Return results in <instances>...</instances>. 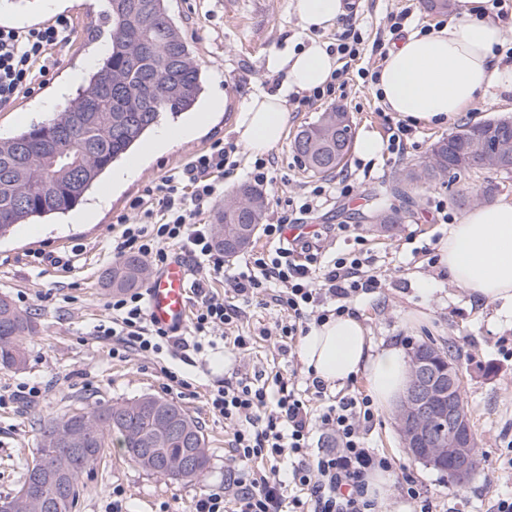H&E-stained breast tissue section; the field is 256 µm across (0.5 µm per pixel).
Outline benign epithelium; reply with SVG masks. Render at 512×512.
I'll return each instance as SVG.
<instances>
[{"label":"benign epithelium","instance_id":"1","mask_svg":"<svg viewBox=\"0 0 512 512\" xmlns=\"http://www.w3.org/2000/svg\"><path fill=\"white\" fill-rule=\"evenodd\" d=\"M461 374L458 365L447 362L438 368L423 354L408 367L405 391L395 407L394 420L403 445L416 461L436 464L448 462V468L468 478L474 468V434L464 402L458 398ZM448 427V438L433 434L435 425ZM18 503L27 512H47L52 502L22 492Z\"/></svg>","mask_w":512,"mask_h":512}]
</instances>
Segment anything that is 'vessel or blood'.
Returning <instances> with one entry per match:
<instances>
[{"mask_svg":"<svg viewBox=\"0 0 512 512\" xmlns=\"http://www.w3.org/2000/svg\"><path fill=\"white\" fill-rule=\"evenodd\" d=\"M188 308L187 269L170 262L148 285V316L158 326L178 331L186 323Z\"/></svg>","mask_w":512,"mask_h":512,"instance_id":"1","label":"vessel or blood"}]
</instances>
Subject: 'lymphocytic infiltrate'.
<instances>
[{"label":"lymphocytic infiltrate","instance_id":"obj_1","mask_svg":"<svg viewBox=\"0 0 512 512\" xmlns=\"http://www.w3.org/2000/svg\"><path fill=\"white\" fill-rule=\"evenodd\" d=\"M70 32L71 23L65 17L39 27L0 28V107L40 88L49 72L48 60L69 45ZM363 44L361 32L347 24L330 48L341 68L326 85L293 95V102L302 108L335 95L344 65L361 57ZM236 151L235 144L215 142L193 156L184 169L148 186L130 204L139 222L120 219V230L112 238V257L121 260L135 255L160 268L170 259L169 247L187 256L196 275L197 310L190 324L196 336L223 331L241 318V302L275 288V302L288 312L287 322L276 325V336L293 341L330 316L350 313L354 297L380 285L369 272L370 260L359 248L363 237L355 225L339 227L353 238L355 250L327 261L311 242L299 245L284 235L328 198L351 196L354 187L346 177L335 185H315L300 205L264 225L263 233L275 242V249L252 253L243 267L228 275L223 252L215 248L209 226L199 222L198 216L219 196L215 175ZM220 275L226 276L236 303L206 290V283ZM147 305L144 289L113 294L108 303L112 324L104 328V335L115 339L118 351L134 350L144 356L185 348L180 333L149 320ZM306 384L301 390L277 377L272 385H260L238 372L218 383L208 405L233 427L234 463L223 487L200 495L191 512H379L377 502L366 495L365 476L374 469L389 470L391 464L368 448L364 439L363 430L375 416L370 398L347 396L329 404L325 383L310 377ZM317 430L333 437L335 448L311 452ZM284 456L291 457L292 464L282 475L274 463ZM291 486L296 495H288Z\"/></svg>","mask_w":512,"mask_h":512}]
</instances>
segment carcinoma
<instances>
[{
    "label": "carcinoma",
    "mask_w": 512,
    "mask_h": 512,
    "mask_svg": "<svg viewBox=\"0 0 512 512\" xmlns=\"http://www.w3.org/2000/svg\"><path fill=\"white\" fill-rule=\"evenodd\" d=\"M105 25L93 29L94 37L107 36L108 53L98 69L84 77L76 97L65 111L47 122L32 125L8 138L0 137V237L19 224L63 214L82 203L97 179L122 158L165 116L191 110L204 89V76L193 50L181 35L169 0H106ZM335 111L323 112L303 126L293 150L313 176L333 173L344 164L352 144V126L336 131ZM72 129L63 144L72 166L50 164L36 143L45 128ZM478 140L484 153L500 154L498 145L512 142V119L497 118L463 123L432 146L420 169H408L388 184L383 193L409 197L414 184H452L482 170L479 157L470 152ZM264 193L241 186L215 214V245L233 257L256 236L264 217ZM364 220L380 225L398 224L397 210L375 208ZM145 265L128 256L108 272L106 286L117 291L139 287ZM38 333L34 317L0 297V368L18 369L26 357L24 341ZM51 416L39 423L41 432L33 462L26 465L21 484L31 483L48 499L64 490L61 508L73 512L77 479L117 443L131 462L146 471L175 477L172 463L189 448L206 442L204 430L172 401L143 395L122 402H97ZM76 427L92 436L85 446L68 447L65 437ZM69 459L59 480L35 473L40 459Z\"/></svg>",
    "instance_id": "obj_1"
}]
</instances>
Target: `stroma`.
Wrapping results in <instances>:
<instances>
[{
    "label": "stroma",
    "mask_w": 512,
    "mask_h": 512,
    "mask_svg": "<svg viewBox=\"0 0 512 512\" xmlns=\"http://www.w3.org/2000/svg\"><path fill=\"white\" fill-rule=\"evenodd\" d=\"M182 34L192 44L196 62L207 75L205 97L222 94L223 111L189 138L172 142L158 156L145 158L139 174L113 190L112 200L91 224H68L63 217L42 224H21L0 238V296L8 297L21 311L31 313L37 335L26 341V363L18 370L0 369V393L8 400L0 405V497L12 495L19 485L22 467L32 460L39 442L38 420L66 412L75 406L98 401H125L151 394L178 404L198 421L207 438L210 463L205 477L186 482L152 474L135 466L123 450L105 449L100 462L84 471L75 512H105L112 490L124 491V512H188L202 493L223 486L231 463V430L222 418L212 415L207 399L225 373L242 368L252 375L292 374L307 371L297 349L266 337V329L288 313L274 302L245 307L238 334L249 337L244 353L226 347L224 337L202 352L186 350L167 354L155 361L130 353L112 354V339L98 333L112 312L111 290L103 284L112 268V236L120 217L130 215L131 201L146 187L182 169L197 153L217 140L236 141L234 117L255 94L277 89L284 70L274 65L277 55L296 51L310 39L330 44L337 30L308 34L295 15L291 0H170ZM357 19L367 45L359 66L381 69L383 61L373 52L376 40H389L387 16L412 9L408 31L440 26L459 15L463 0H451L445 11L428 10L423 0H354ZM103 11L97 0H74L64 9L72 20L71 42L54 55L48 79L33 94L0 108V136L47 120L36 106L53 97L86 60L89 33L99 24ZM343 107L352 119L355 138L373 135L380 141L390 136L392 118L374 86L350 74L341 96L317 101L311 108L291 112L283 140L269 156L273 160L270 184L262 191L267 199V216L285 210L288 202L299 201L315 184L292 148L302 125L334 107ZM456 128L416 124L403 156L380 151L361 157L350 150L344 166L354 185L352 196L336 198L311 214L304 222L306 233L325 225L345 223L351 213L371 209L374 194L387 185L404 166L426 161L433 144ZM445 187L418 184L410 200L389 199L403 220L391 229L377 224H360L365 250L381 285L358 296L351 304L374 347H406L408 342L431 338L450 343L462 375L463 401L471 415L479 448L480 464L472 480L461 488L449 487L443 475L413 460L403 448L396 431L393 410L378 408L365 432L366 443L387 457L392 475L411 477L427 496L432 512H491L496 498L512 490V466L501 457L504 441L512 440V306L496 302L487 306L473 301L456 286L447 270L429 263L423 248L437 249L448 235V226L437 214L434 203L448 202V212L460 219L464 208L451 204ZM168 366L187 380V387L168 385L160 372ZM36 385L42 394L35 399L19 396L18 387Z\"/></svg>",
    "instance_id": "1"
}]
</instances>
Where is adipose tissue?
<instances>
[{
	"label": "adipose tissue",
	"instance_id": "1",
	"mask_svg": "<svg viewBox=\"0 0 512 512\" xmlns=\"http://www.w3.org/2000/svg\"><path fill=\"white\" fill-rule=\"evenodd\" d=\"M468 2L467 10L448 24L409 35L389 51L376 84L389 111L413 122L444 125L466 112L488 88L512 93V64L494 53L512 28L482 17V0ZM292 8L308 33L334 28L347 13L345 0H293ZM282 65L284 87L253 96L235 118L238 141L250 155L268 153L282 141L289 91L323 85L337 68L335 55L315 39L287 54ZM222 106L217 97L185 123L158 126L145 142L144 153L158 154L173 140L190 136ZM439 256L452 282L469 295L485 303L512 302V201L469 211L451 226ZM299 356L307 370L329 386L364 374L373 400L383 407L394 404L405 390L403 351L375 348L352 315L313 327L301 342Z\"/></svg>",
	"mask_w": 512,
	"mask_h": 512
}]
</instances>
